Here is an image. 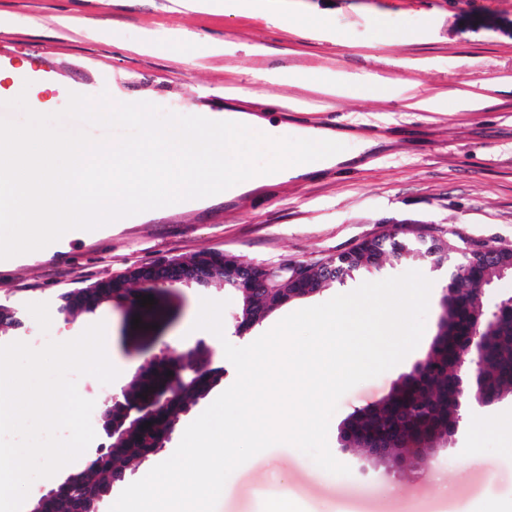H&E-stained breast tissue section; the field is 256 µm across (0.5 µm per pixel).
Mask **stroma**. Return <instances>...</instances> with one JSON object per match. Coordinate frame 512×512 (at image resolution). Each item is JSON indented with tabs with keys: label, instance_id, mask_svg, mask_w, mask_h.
<instances>
[{
	"label": "stroma",
	"instance_id": "obj_1",
	"mask_svg": "<svg viewBox=\"0 0 512 512\" xmlns=\"http://www.w3.org/2000/svg\"><path fill=\"white\" fill-rule=\"evenodd\" d=\"M15 26L0 29V118L23 121L10 100L25 95L42 114L62 111L70 94H109L119 103L149 102L181 114L242 112L264 119L261 131L293 137L313 127L343 135L348 160L233 198L198 199L84 232L55 249L0 260V303L16 305L24 326L0 332V344L45 335L65 342L97 322L119 376L100 388L87 377L78 391L103 403L119 394L146 353L180 351L205 340L251 344L285 316L355 290L358 280L289 302L237 334L236 293L175 287L183 311L134 339L121 309L106 304L72 318L56 311L61 293L162 258L221 250L255 263H316L393 225L512 248V0H266L261 9L191 10L183 0H0ZM326 19L309 30L310 15ZM344 73L388 85L387 94L329 97L264 71ZM38 77L25 87L24 79ZM54 84L58 93L47 92ZM436 97L434 111L410 108L407 85ZM232 95H225V88ZM483 98L464 108L454 91ZM431 281L423 337L399 364L339 400L328 445L350 468L335 475L297 448L278 444L228 477L216 512H482L512 500V452L494 423L512 415V397L469 410L429 464L387 470L364 453L343 451L337 435L353 412L380 403L427 352L438 332L446 270L424 265ZM226 301L223 337L194 329L201 299Z\"/></svg>",
	"mask_w": 512,
	"mask_h": 512
}]
</instances>
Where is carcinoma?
<instances>
[{"label":"carcinoma","instance_id":"obj_1","mask_svg":"<svg viewBox=\"0 0 512 512\" xmlns=\"http://www.w3.org/2000/svg\"><path fill=\"white\" fill-rule=\"evenodd\" d=\"M466 243L433 235L430 230L409 225L395 226L386 232L362 240L353 248L315 264L282 262L267 268L239 256L221 251H203L188 258H178L187 270L210 264L216 274L207 286L230 289L241 298L236 322L247 331L260 323L270 312L290 302L298 288H321L342 284L364 272L380 269L385 258L399 262L427 261L433 267L446 266L455 272L448 280V303L443 322L448 330L435 336L424 359L421 372L396 384L382 402L350 415L352 422L363 429H374L390 439V452L398 457L414 448H433L448 440L459 427L465 406L486 399L496 401L512 395V310L498 315L495 328L484 336L485 366L478 372H466L462 352L478 318L485 307L478 290L491 276L498 274L492 264H478L467 253ZM260 282L265 292L252 295L247 281ZM140 285L133 293L131 285ZM158 282L145 283L139 270L132 269L116 279H103L91 288H81L60 295V306L77 317L91 313L93 298H116L133 304L145 297L156 299L143 309L158 315L169 310L160 303ZM210 348L201 345L193 353L196 375L183 386L170 392L167 404L155 408L136 427L129 428L119 439L107 440L101 454L89 463L87 472L76 483L60 484L54 495L45 501L35 499L36 512H99L101 495L127 483L140 464L157 454L165 442L159 438L164 431L174 432L180 415L223 382L224 368L215 365ZM170 367L160 363L135 374L124 389L122 398L112 410L101 412L102 429L121 416L126 406L148 403L167 392ZM151 426H145V423Z\"/></svg>","mask_w":512,"mask_h":512}]
</instances>
